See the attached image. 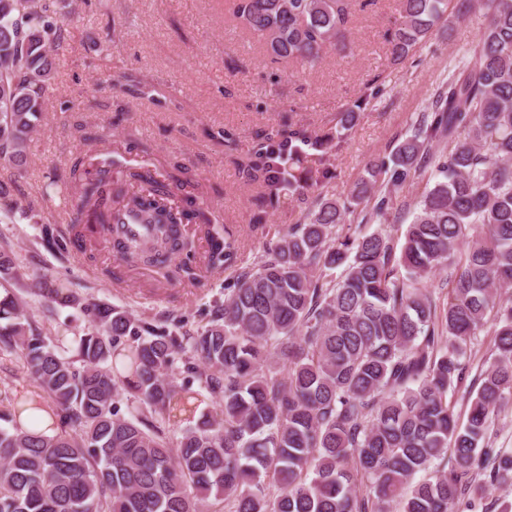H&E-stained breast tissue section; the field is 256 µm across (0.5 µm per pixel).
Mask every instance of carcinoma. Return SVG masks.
<instances>
[{
    "instance_id": "carcinoma-1",
    "label": "carcinoma",
    "mask_w": 512,
    "mask_h": 512,
    "mask_svg": "<svg viewBox=\"0 0 512 512\" xmlns=\"http://www.w3.org/2000/svg\"><path fill=\"white\" fill-rule=\"evenodd\" d=\"M352 0H236L238 24L276 60L311 66L345 47ZM470 0H402L391 36L405 58ZM479 43L448 79L433 112L390 158L369 164L346 199L319 197L306 222L277 239L255 270L224 289L211 324L183 338L102 303L89 308L75 365L57 345L27 333L13 254L0 250V336L16 338L33 380L55 407L34 398L0 417V512H492L489 485H512V450L491 446L495 419L512 405V0H485ZM61 27L45 0H0V161L26 160L56 69ZM326 141L304 127L263 134L243 167L259 186L252 224L289 188H306L288 163ZM432 166L403 241L367 224L391 189ZM70 224L112 221L101 173L76 162ZM112 194L167 227L152 246L115 240L128 264L179 266L175 225L192 220L209 238L206 271L237 262L194 196L178 210L152 197L187 186L170 175L130 173ZM359 212L356 234L336 227ZM340 270L336 277L329 272ZM448 271L441 298L427 278ZM38 288L69 306L61 281ZM495 321V351L466 397L460 423L448 395L462 386L468 344ZM200 362L203 369L195 370ZM208 396L220 412L195 416ZM125 408H120V404ZM62 426L24 429L22 412ZM193 423L171 442L143 428L144 412Z\"/></svg>"
}]
</instances>
